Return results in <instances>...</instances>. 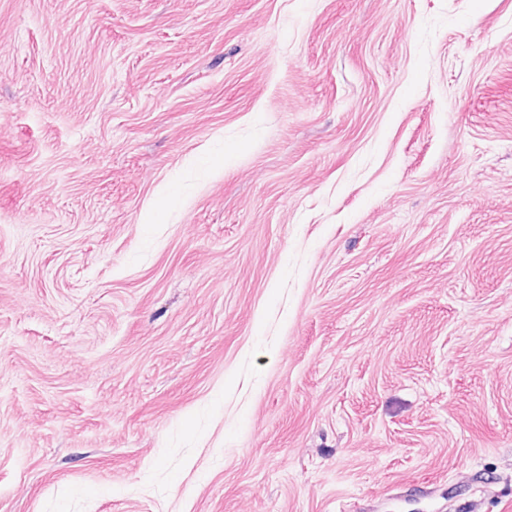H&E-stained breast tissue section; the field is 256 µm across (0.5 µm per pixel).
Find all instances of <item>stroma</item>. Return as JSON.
Listing matches in <instances>:
<instances>
[{"label":"stroma","instance_id":"obj_1","mask_svg":"<svg viewBox=\"0 0 512 512\" xmlns=\"http://www.w3.org/2000/svg\"><path fill=\"white\" fill-rule=\"evenodd\" d=\"M0 512H512V0H0Z\"/></svg>","mask_w":512,"mask_h":512}]
</instances>
